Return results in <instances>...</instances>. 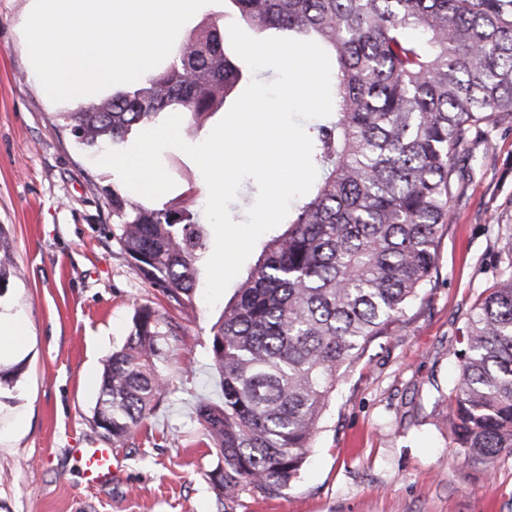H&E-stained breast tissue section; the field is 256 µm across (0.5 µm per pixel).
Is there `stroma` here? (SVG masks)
Wrapping results in <instances>:
<instances>
[{
    "instance_id": "stroma-1",
    "label": "stroma",
    "mask_w": 512,
    "mask_h": 512,
    "mask_svg": "<svg viewBox=\"0 0 512 512\" xmlns=\"http://www.w3.org/2000/svg\"><path fill=\"white\" fill-rule=\"evenodd\" d=\"M29 0H0V229L15 257L0 313L26 340L0 387V512H217L195 407L217 399L213 327L237 289L208 305L197 288L175 309L115 240L111 168L65 128L64 106L28 74L20 19ZM440 239L437 271L383 346L345 371L298 479L282 496L246 491L226 512H512V454L489 470L467 465L448 440L439 395L458 379L474 306L496 282L512 233V130L471 148ZM161 161L169 206L206 202V183L182 150ZM180 327L152 415L125 447L94 422L101 375L126 343L135 308ZM112 451V478H86L79 451Z\"/></svg>"
}]
</instances>
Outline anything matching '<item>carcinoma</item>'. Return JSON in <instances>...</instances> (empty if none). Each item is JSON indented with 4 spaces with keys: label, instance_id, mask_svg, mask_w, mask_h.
<instances>
[{
    "label": "carcinoma",
    "instance_id": "cac0c4a2",
    "mask_svg": "<svg viewBox=\"0 0 512 512\" xmlns=\"http://www.w3.org/2000/svg\"><path fill=\"white\" fill-rule=\"evenodd\" d=\"M259 31L334 54V110L315 126L321 173L286 227L224 306L211 340L223 400L195 415L217 457L208 479L218 512L255 490L284 494L299 477L341 371L390 335L431 282L463 167L458 158L512 124V0H227ZM248 65L217 25L131 89L65 113L88 147L182 113L191 137L230 97ZM116 241L142 276L186 306L206 250L193 203L153 208L112 187ZM504 266L469 319L468 349L448 390L444 424L464 461L488 469L512 453V235ZM12 250L0 235V291ZM175 327L153 308L132 316L126 344L101 374L94 420L126 444L165 389Z\"/></svg>",
    "mask_w": 512,
    "mask_h": 512
}]
</instances>
